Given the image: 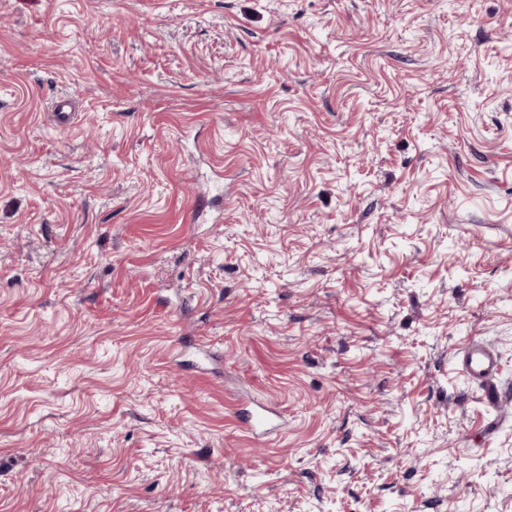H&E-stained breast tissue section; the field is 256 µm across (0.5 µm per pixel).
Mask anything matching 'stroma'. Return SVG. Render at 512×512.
<instances>
[{
    "label": "stroma",
    "mask_w": 512,
    "mask_h": 512,
    "mask_svg": "<svg viewBox=\"0 0 512 512\" xmlns=\"http://www.w3.org/2000/svg\"><path fill=\"white\" fill-rule=\"evenodd\" d=\"M0 512H512V0H0ZM459 364L466 375L482 386L490 403L499 400V391L495 383L498 360L493 352L479 344H472L462 352Z\"/></svg>",
    "instance_id": "stroma-1"
}]
</instances>
